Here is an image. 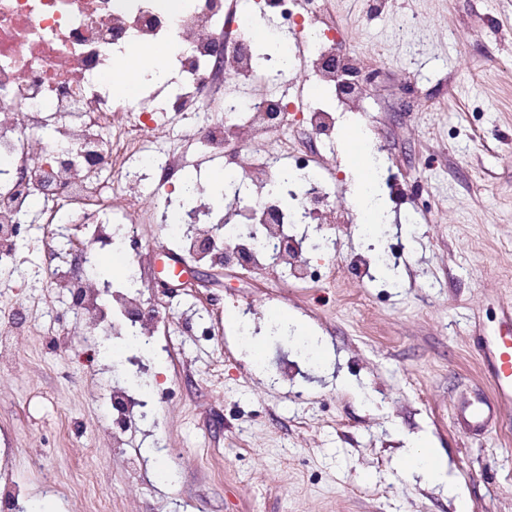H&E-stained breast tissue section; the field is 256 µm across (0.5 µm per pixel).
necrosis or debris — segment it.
I'll return each mask as SVG.
<instances>
[{
  "label": "necrosis or debris",
  "instance_id": "1",
  "mask_svg": "<svg viewBox=\"0 0 512 512\" xmlns=\"http://www.w3.org/2000/svg\"><path fill=\"white\" fill-rule=\"evenodd\" d=\"M248 12L291 32V66L314 74L331 104L291 90L277 61L258 65ZM328 12L329 0H0V157L10 161L0 173V273L19 269L26 221L82 225L89 260L115 253L130 277L107 285L93 270L55 265L51 284L73 298L91 348L104 332L118 342L132 331L138 344L119 350L121 367L137 369L152 351L180 355L184 344L146 315L134 285L151 258L135 227L151 221L144 191L172 208L174 173L216 162L230 173L232 219L219 224L201 202L179 236L185 251L271 271L292 288L349 266L369 275L379 250L336 259V219L325 211L342 184L339 116L368 102L365 88L342 81L361 61ZM161 43L171 48L162 78L144 76L141 101L115 96L106 77L129 46ZM108 398L121 429L155 416L144 393L116 387Z\"/></svg>",
  "mask_w": 512,
  "mask_h": 512
}]
</instances>
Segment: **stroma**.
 <instances>
[{"mask_svg":"<svg viewBox=\"0 0 512 512\" xmlns=\"http://www.w3.org/2000/svg\"><path fill=\"white\" fill-rule=\"evenodd\" d=\"M329 19L381 106L367 133L420 208L410 222L384 206V229L407 242L403 286L349 273L318 304L316 289L228 271L212 300L161 296L162 317L194 334L181 363L154 361L157 422L128 431L124 450L102 398L110 363L86 361L85 327L50 286L57 240L45 227L34 282L0 286V329L22 326L0 357V484L39 512H93L76 492L89 472L110 512L175 501L183 512H455L401 462L420 434L447 456L471 512H512V406L478 437L454 421L459 399L493 395L482 350L512 317V0H330ZM330 203L344 219L339 255L365 248L349 187ZM245 306L318 336L293 388L271 384L238 340Z\"/></svg>","mask_w":512,"mask_h":512,"instance_id":"35a3bbf8","label":"stroma"}]
</instances>
